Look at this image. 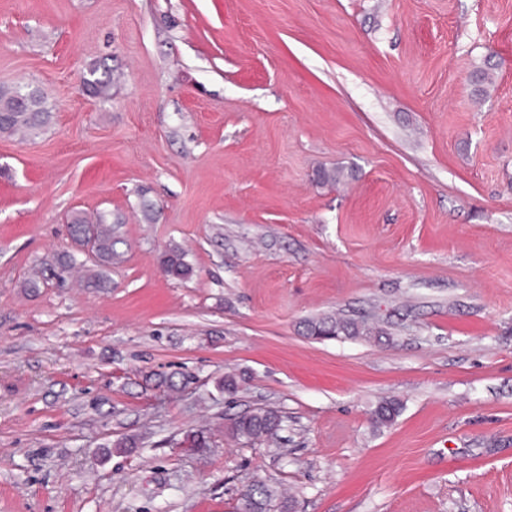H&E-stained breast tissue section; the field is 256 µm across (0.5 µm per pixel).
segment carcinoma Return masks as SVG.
<instances>
[{
	"label": "carcinoma",
	"mask_w": 512,
	"mask_h": 512,
	"mask_svg": "<svg viewBox=\"0 0 512 512\" xmlns=\"http://www.w3.org/2000/svg\"><path fill=\"white\" fill-rule=\"evenodd\" d=\"M83 85L87 93L93 97L112 98V69L99 64H92L83 77ZM53 120L52 108L47 95L39 90H25L18 87L13 90H0V134L37 135L47 129ZM68 232L74 237L86 233L91 234L99 247V260L101 266H110L112 261L120 258L116 249L117 241L112 232V220L105 213H98L88 217L82 212L72 215L67 224ZM162 271L168 277L186 279L193 274V267L185 260L184 252L179 248L166 251L161 259ZM75 267V259L71 254H65L57 259V264L45 267L37 275L28 279L24 287L31 291L40 288L45 274L57 277L60 282L67 280L71 270ZM86 288L102 289L110 285L108 277L100 270H86L83 278ZM306 332L310 336H370L373 330L344 319L322 317L312 319L306 323ZM189 383V376L183 373L158 375L155 384L170 390H177ZM400 413V405L394 401H385L378 405L374 415L375 421L387 424L394 421ZM281 416L272 410L259 409L246 412L231 420L230 431L236 440L253 445L267 438L277 435L281 427ZM277 491L263 482H257L248 487L245 499L240 508H247L249 512H270V509L279 507V512H288L287 503L276 505Z\"/></svg>",
	"instance_id": "obj_1"
}]
</instances>
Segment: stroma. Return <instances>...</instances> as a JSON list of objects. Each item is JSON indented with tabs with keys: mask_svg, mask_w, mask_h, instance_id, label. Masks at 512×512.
Segmentation results:
<instances>
[{
	"mask_svg": "<svg viewBox=\"0 0 512 512\" xmlns=\"http://www.w3.org/2000/svg\"><path fill=\"white\" fill-rule=\"evenodd\" d=\"M1 85L54 118L0 135V512H512V0H0ZM76 210L111 288L26 291ZM87 93L93 97L112 98V69L99 64H91L83 77ZM67 228L73 237L90 233L95 238L99 247V266H112V261L120 258L121 254L116 249L117 241L112 232V220L107 214L100 212L88 217L82 212H76ZM160 264L168 277L186 279L193 274V267L185 260L184 252L177 247L166 251L160 259ZM306 332L310 336L335 337V336H371L373 330L365 325H359L344 319L322 317L308 320ZM281 416L272 410L259 409L237 415L231 420L230 431L236 440L254 445L267 438L277 436L281 427ZM278 498L277 491L265 483L257 482L248 487L244 501L241 500L239 508L249 509L240 512H272Z\"/></svg>",
	"mask_w": 512,
	"mask_h": 512,
	"instance_id": "35a3bbf8",
	"label": "stroma"
}]
</instances>
